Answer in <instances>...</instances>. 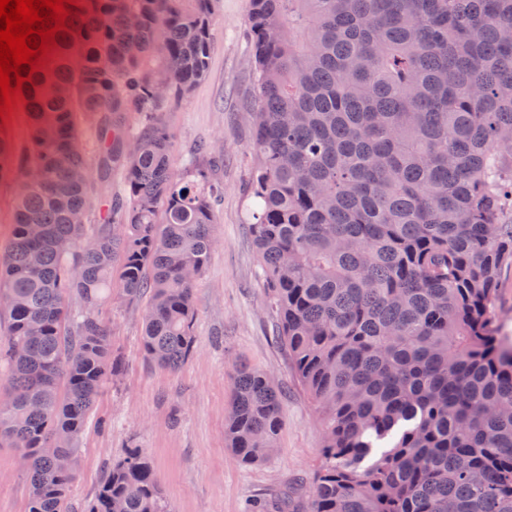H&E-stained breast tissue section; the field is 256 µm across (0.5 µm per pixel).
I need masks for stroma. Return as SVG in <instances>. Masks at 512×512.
Instances as JSON below:
<instances>
[{"label": "stroma", "instance_id": "obj_1", "mask_svg": "<svg viewBox=\"0 0 512 512\" xmlns=\"http://www.w3.org/2000/svg\"><path fill=\"white\" fill-rule=\"evenodd\" d=\"M250 0H215V36L206 77L169 101L163 120L172 137L171 168L181 173L203 146L220 153L213 178L224 189L216 207L215 247L194 290L195 344L174 371L146 359L143 304L104 302L112 359L107 382L75 446V512H84L112 462L138 448L152 460L170 512H304L322 461L323 421L278 336V318L250 226L253 131L242 112L255 62ZM270 375L281 394L283 424L275 451L246 465L226 446L224 426L240 367ZM27 480L17 449L0 445V512H24Z\"/></svg>", "mask_w": 512, "mask_h": 512}]
</instances>
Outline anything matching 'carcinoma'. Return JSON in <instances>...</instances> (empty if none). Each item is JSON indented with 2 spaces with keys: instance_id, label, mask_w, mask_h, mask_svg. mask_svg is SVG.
Here are the masks:
<instances>
[{
  "instance_id": "1",
  "label": "carcinoma",
  "mask_w": 512,
  "mask_h": 512,
  "mask_svg": "<svg viewBox=\"0 0 512 512\" xmlns=\"http://www.w3.org/2000/svg\"><path fill=\"white\" fill-rule=\"evenodd\" d=\"M80 4L23 89L21 171L43 179L21 186L0 261V441L28 458L26 512H70V443L117 372L96 309L146 299L145 355L178 369L184 268L214 247L208 149L175 176L159 119L207 74L214 0ZM250 30V228L324 422L307 512H512V339L493 315L512 266V0H251ZM87 135L124 175L102 224L72 221L92 207ZM281 426L271 379L239 369L228 448L257 464ZM87 512H169L150 459L113 464Z\"/></svg>"
}]
</instances>
